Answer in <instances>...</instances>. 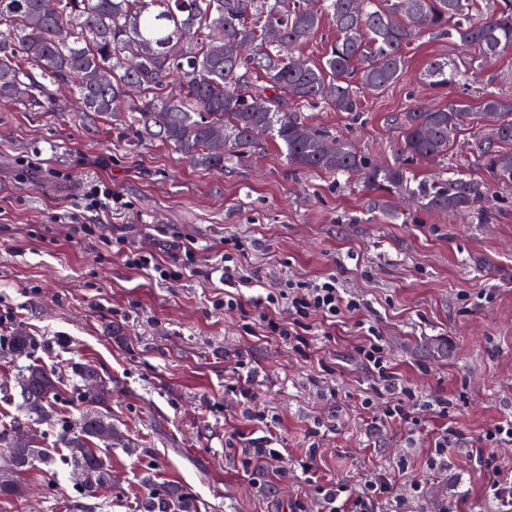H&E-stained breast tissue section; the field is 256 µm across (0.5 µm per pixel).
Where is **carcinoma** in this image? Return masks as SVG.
Masks as SVG:
<instances>
[{"instance_id": "cac0c4a2", "label": "carcinoma", "mask_w": 512, "mask_h": 512, "mask_svg": "<svg viewBox=\"0 0 512 512\" xmlns=\"http://www.w3.org/2000/svg\"><path fill=\"white\" fill-rule=\"evenodd\" d=\"M43 0H0V100L48 106L51 87L66 85L82 111L110 115L139 138L173 146L193 165L224 170L250 157L265 137L288 165L336 178L357 176L368 190L404 192L434 211L467 215L480 224L485 201L512 188V99L492 86L478 106L463 100L414 104L395 118L401 140L394 161L377 164L349 142L302 119L299 109L325 106L360 112L365 95L398 82L406 54L420 36L448 39L464 54L432 60L424 74L429 94L442 99L467 85L475 70L512 51V0H58L41 22ZM329 20L336 39L317 60L296 54ZM138 86L131 98L127 89ZM490 180L467 174L419 178L416 165L448 163L460 133ZM38 345L23 330L7 352L27 358ZM96 372L72 366V398L105 404L90 392ZM61 379L44 367L26 369L22 412L47 421L46 405ZM1 432L0 444L18 460L15 473L40 461L39 449ZM112 441L107 416L86 412L62 420L69 462L92 490L111 480L93 448ZM24 487L0 477V500ZM144 512H196L190 496L146 484Z\"/></svg>"}]
</instances>
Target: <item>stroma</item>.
Wrapping results in <instances>:
<instances>
[{
    "label": "stroma",
    "mask_w": 512,
    "mask_h": 512,
    "mask_svg": "<svg viewBox=\"0 0 512 512\" xmlns=\"http://www.w3.org/2000/svg\"><path fill=\"white\" fill-rule=\"evenodd\" d=\"M451 52L447 39L424 36L400 81L367 96L360 115L317 109L307 118L392 162L395 116L428 101L422 75ZM488 85L512 98V54L473 74L457 97L477 105ZM92 180L125 201L101 219L107 245L72 221L92 220L81 212ZM486 207L489 223L473 224L293 170L266 143L247 161L206 170L112 118L76 111L72 98L44 108L0 100V337L36 336L34 362L64 380L74 363L95 368L117 434L101 448L110 482L87 491L57 430L41 424L53 462L23 474V495L0 501V512H143L149 482L191 493L197 512H288L296 501L317 512L297 465L312 445L322 481L391 479L393 496L377 512H497L485 481L512 471V445L483 436L512 417V189ZM228 238L242 241L254 272L234 310L222 306L217 271ZM179 242L196 252L178 279L158 281L125 262L130 248L172 260ZM329 274L359 310L332 327L310 317L302 355L262 335L258 300L283 279ZM366 326L405 386L423 400L449 399L447 418L417 411L411 432L365 409ZM25 366L0 353V430L20 416ZM244 366L253 374L247 399L229 389ZM446 423L463 439L447 465L429 468ZM257 445L284 455L243 467L242 449Z\"/></svg>",
    "instance_id": "obj_1"
}]
</instances>
